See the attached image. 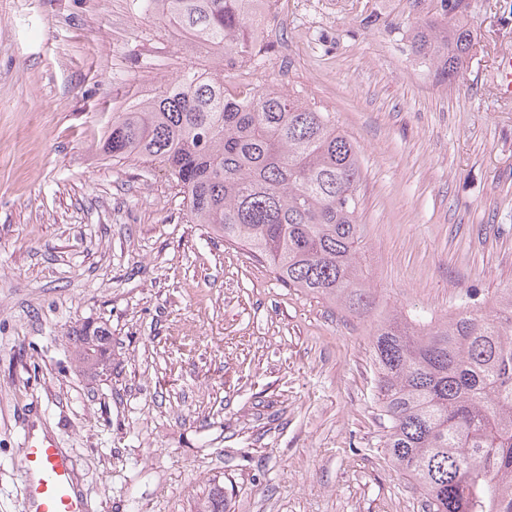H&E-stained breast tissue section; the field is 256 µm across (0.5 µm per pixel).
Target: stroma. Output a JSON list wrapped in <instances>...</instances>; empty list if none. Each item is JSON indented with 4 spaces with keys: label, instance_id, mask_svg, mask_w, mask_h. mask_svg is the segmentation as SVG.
Here are the masks:
<instances>
[{
    "label": "stroma",
    "instance_id": "1",
    "mask_svg": "<svg viewBox=\"0 0 512 512\" xmlns=\"http://www.w3.org/2000/svg\"><path fill=\"white\" fill-rule=\"evenodd\" d=\"M453 86L407 30L439 0H271L250 81L331 113L361 149L378 313L445 319L512 285V101L491 80L512 0H469ZM211 59L140 0H0V512H27L42 428L87 512H424L389 460L372 318L281 282L191 223L161 164L98 145L115 112ZM112 334L81 368L72 332ZM78 343V356L87 370L104 374L112 365V336L105 327L82 325L73 330Z\"/></svg>",
    "mask_w": 512,
    "mask_h": 512
}]
</instances>
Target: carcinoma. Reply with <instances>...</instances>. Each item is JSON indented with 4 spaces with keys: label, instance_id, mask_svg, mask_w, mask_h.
<instances>
[{
    "label": "carcinoma",
    "instance_id": "carcinoma-1",
    "mask_svg": "<svg viewBox=\"0 0 512 512\" xmlns=\"http://www.w3.org/2000/svg\"><path fill=\"white\" fill-rule=\"evenodd\" d=\"M168 29L216 50L154 95L112 113L102 151L157 161L187 215L247 246L286 285L370 314L375 298L359 261L360 153L328 112L274 87L229 90L233 69L262 52L263 0H143ZM450 21L409 29L412 54L438 83L459 79L474 49L465 0H440ZM84 366L112 365L104 327L73 330ZM387 455L423 491L428 512H512V286L486 312L463 309L430 324L387 313L371 335ZM200 512H224L213 486Z\"/></svg>",
    "mask_w": 512,
    "mask_h": 512
}]
</instances>
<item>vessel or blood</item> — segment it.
<instances>
[{
	"label": "vessel or blood",
	"mask_w": 512,
	"mask_h": 512,
	"mask_svg": "<svg viewBox=\"0 0 512 512\" xmlns=\"http://www.w3.org/2000/svg\"><path fill=\"white\" fill-rule=\"evenodd\" d=\"M501 97L512 99V52H504L495 68ZM29 512H86L84 497L75 487L69 455L51 437L27 435L22 448Z\"/></svg>",
	"instance_id": "obj_1"
}]
</instances>
